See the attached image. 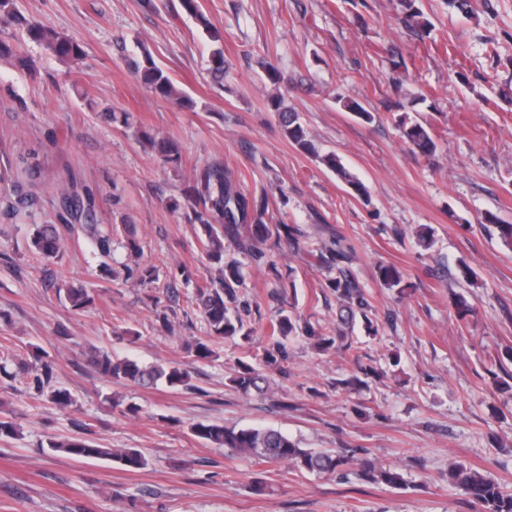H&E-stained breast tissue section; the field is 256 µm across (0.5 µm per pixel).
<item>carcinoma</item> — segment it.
Returning a JSON list of instances; mask_svg holds the SVG:
<instances>
[{
  "mask_svg": "<svg viewBox=\"0 0 512 512\" xmlns=\"http://www.w3.org/2000/svg\"><path fill=\"white\" fill-rule=\"evenodd\" d=\"M417 0H399L402 8L403 23L413 24L427 29L430 23L424 19L422 11L416 6ZM182 9L202 28L211 46V71L217 78L224 77L226 67L224 60L223 37L202 12L199 0H180ZM0 21L14 23L23 27L26 36L34 43L49 50L54 56L63 59L78 60L83 56L81 45L72 38L38 22L25 18L16 10L13 0H0ZM0 59L8 60L13 66L27 68L30 60L21 56L16 46L9 40L0 39ZM134 73L155 96L180 107H190L192 102L176 88L170 75L160 67L147 49H142V56L132 61ZM268 81L274 86L268 98L270 110L275 112L283 135L294 146L306 154L320 157L321 162L336 174L356 196L369 200L367 186L342 163L334 154L319 156L318 149L308 137V132L299 121L298 114L284 106V94L280 89L278 69L271 63L266 65ZM400 137L413 148L424 154L436 150V142L431 129L420 122H412L407 116H400L396 123ZM141 138L155 150L162 162H176L180 158L178 146L164 139H158L143 131ZM191 211L188 220L200 225V241L210 264L215 266L216 277L210 285L197 289L196 301L201 309L202 318L207 325V336L198 338L189 344L194 356L206 360L217 356L214 345L228 337H234L243 331L241 315L232 310L236 290L243 286L244 280L239 262L224 261V241L236 244L241 253L257 260L266 257L265 246L272 239L289 235L287 224L272 223L273 215L269 212V200L261 194L247 195L238 187L232 171L220 163H213L193 171L188 185ZM36 199L25 191L19 182L12 180L11 169L0 167V217L15 215L19 207L31 208ZM63 226H79L83 233L95 245L98 253L109 257L112 253V232L96 223L93 196L90 192L67 190L60 196V213ZM479 224H494L502 243L512 248V224H501L496 215L485 212L477 218ZM32 249L45 259L58 257L63 247L59 225L37 224L31 236ZM379 275L384 284L390 288H399L403 282V273L393 265L379 267ZM331 286L340 301V310L336 335L322 336L308 326L304 332L315 338L316 346L327 351L336 344L352 354L356 372L351 380L344 383L346 387L366 385L364 376L368 372L359 364V355L354 353L352 343L348 342L345 330L362 322L372 328L369 304L363 292L349 273L338 269L336 279ZM64 298L74 311L88 308L95 300L91 289L82 282H71L63 288ZM296 331V320L288 314H281L271 321L270 336L275 340L274 349L264 354V363L273 365L282 355L281 339ZM89 362L100 374L118 381L130 382L141 386H151L159 382L170 388L188 386L189 372L179 365L155 364L142 365L130 358L118 359L107 350H94L89 355ZM54 364L41 361L36 365L22 362L18 372H4V376L16 380L22 376L27 379L37 395L48 402L61 407L71 404L70 394L52 386ZM230 382L243 395L261 393L268 387L267 377L254 365L240 361ZM193 435L203 440L206 445L222 448L234 455H246L256 464L291 463L300 470L311 473L331 475L350 461V457L341 451L330 452L322 449H303L282 432L271 428H236L214 424H193ZM47 447L56 452L84 459H110L127 471H138L147 466L145 456L135 448H103L89 438L52 439ZM361 474L369 482L384 483L391 487L405 484L403 476L394 468L384 466L377 461L363 457L359 459ZM448 480L461 487L477 512H512V493L508 492L493 478L462 465H448Z\"/></svg>",
  "mask_w": 512,
  "mask_h": 512,
  "instance_id": "1",
  "label": "carcinoma"
}]
</instances>
